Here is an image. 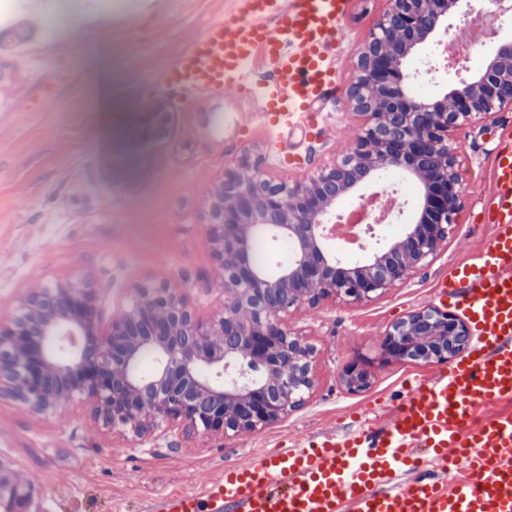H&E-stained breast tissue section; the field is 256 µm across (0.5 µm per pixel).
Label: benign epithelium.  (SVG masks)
Instances as JSON below:
<instances>
[{
  "label": "benign epithelium",
  "mask_w": 512,
  "mask_h": 512,
  "mask_svg": "<svg viewBox=\"0 0 512 512\" xmlns=\"http://www.w3.org/2000/svg\"><path fill=\"white\" fill-rule=\"evenodd\" d=\"M474 0H389L359 52L350 90L363 116L358 138L340 161L293 186L265 178L260 163L224 177L208 207V246L224 297L205 319L170 282L137 286L133 304L103 327L98 296L85 279L39 288L22 310L0 320V398L37 413L91 407L107 429L140 435L161 423L204 434L258 432L300 407L317 385L315 348L288 325L305 304L332 298L368 302L409 279L452 231L464 193L453 130L475 116L512 106V39L487 66L441 98L411 91L409 60L461 7ZM394 167L418 182L421 209L402 236L364 262L329 252L325 228L336 202ZM263 234L294 245L291 262L270 271L251 258ZM466 326L447 313H411L381 344L387 361L445 363L468 343ZM153 369L140 370L144 352ZM341 382L367 390L371 374L348 365Z\"/></svg>",
  "instance_id": "1"
}]
</instances>
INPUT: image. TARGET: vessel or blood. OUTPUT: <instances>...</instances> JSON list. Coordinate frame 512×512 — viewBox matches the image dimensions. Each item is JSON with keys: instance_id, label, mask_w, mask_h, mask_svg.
<instances>
[{"instance_id": "1", "label": "vessel or blood", "mask_w": 512, "mask_h": 512, "mask_svg": "<svg viewBox=\"0 0 512 512\" xmlns=\"http://www.w3.org/2000/svg\"><path fill=\"white\" fill-rule=\"evenodd\" d=\"M350 0H235V17L210 26L169 70L174 90L232 88L268 112H309L334 73ZM264 56L274 84L255 83ZM492 232L480 256L448 274V300L479 333L467 357L415 379L375 441L366 427L309 439L225 470L201 491L150 500L146 512H512V413L477 421L484 401H512V144L492 163L484 210ZM429 449L439 482L405 474ZM465 477H457V465Z\"/></svg>"}]
</instances>
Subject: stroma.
<instances>
[{
	"label": "stroma",
	"mask_w": 512,
	"mask_h": 512,
	"mask_svg": "<svg viewBox=\"0 0 512 512\" xmlns=\"http://www.w3.org/2000/svg\"><path fill=\"white\" fill-rule=\"evenodd\" d=\"M57 2L0 0V88L21 102L0 111V318L29 289L75 275L96 288L105 323L149 279L180 285L201 316L218 314L223 298L207 245L213 189L247 156L292 184L351 150L363 121L348 102L354 59L388 0H351L329 57L335 97L314 116L280 118L263 112L260 99L230 90L166 91L167 71L194 37L232 17L234 0H131L107 20L65 19L64 37L44 47L42 70L12 69L18 26L41 29ZM433 50L425 45L409 63L431 97L473 72L462 61L423 72ZM113 118L147 132L115 144ZM511 137L512 109L455 131L462 206L447 243L408 281L370 302L325 300L290 314L289 325L318 348L319 385L304 406L239 437L163 423L136 438L99 427L85 404L35 413L0 399V480L24 490L33 512H144L153 498L200 487L273 449L362 421L387 424L408 380L441 366L382 361L381 341L412 311H448L440 281L484 247L493 155ZM351 362L371 372L368 390L341 384Z\"/></svg>",
	"instance_id": "obj_1"
}]
</instances>
